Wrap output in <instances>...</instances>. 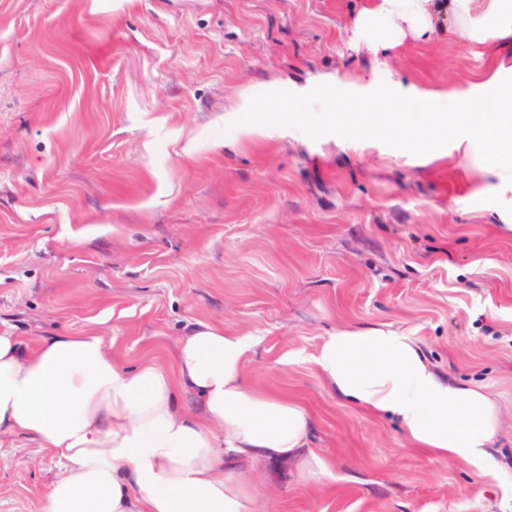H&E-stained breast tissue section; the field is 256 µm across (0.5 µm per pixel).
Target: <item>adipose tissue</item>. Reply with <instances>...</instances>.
<instances>
[{"mask_svg": "<svg viewBox=\"0 0 512 512\" xmlns=\"http://www.w3.org/2000/svg\"><path fill=\"white\" fill-rule=\"evenodd\" d=\"M374 49L454 31L471 43L512 46V0H374L354 21ZM495 110L456 111L425 90L422 121L402 123L396 100H361L341 120L355 136L407 144L453 140L458 165L491 156L487 174L512 187V86L483 81ZM257 337L209 323L179 337L172 366L126 365L97 331L25 345L0 325V436L34 440L64 468L40 512H264L256 465L297 464L308 478L329 460L309 446L311 417L297 401L246 380ZM338 397L396 421L410 444L480 471L496 467L501 412L490 393L440 376L412 337L387 325L342 327L311 359Z\"/></svg>", "mask_w": 512, "mask_h": 512, "instance_id": "obj_1", "label": "adipose tissue"}]
</instances>
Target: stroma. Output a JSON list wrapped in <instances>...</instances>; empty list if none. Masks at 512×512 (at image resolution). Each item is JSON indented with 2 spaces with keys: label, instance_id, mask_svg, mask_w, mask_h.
Listing matches in <instances>:
<instances>
[{
  "label": "stroma",
  "instance_id": "35a3bbf8",
  "mask_svg": "<svg viewBox=\"0 0 512 512\" xmlns=\"http://www.w3.org/2000/svg\"><path fill=\"white\" fill-rule=\"evenodd\" d=\"M371 2L0 0V324L31 345L95 329L128 364L168 363L200 321L259 336L248 381L300 402L331 462L267 465L266 512H512V192L473 193L451 143L349 136L315 84L369 96L356 81L383 61L408 116L431 88L479 111L507 51L446 30L373 53L353 25ZM284 82L292 112L242 134L239 94ZM381 323L497 399V471L410 447L323 385L322 338ZM62 467L1 436L0 512H39Z\"/></svg>",
  "mask_w": 512,
  "mask_h": 512
}]
</instances>
